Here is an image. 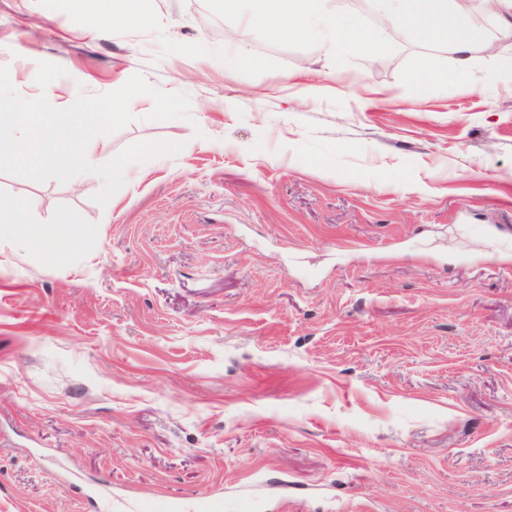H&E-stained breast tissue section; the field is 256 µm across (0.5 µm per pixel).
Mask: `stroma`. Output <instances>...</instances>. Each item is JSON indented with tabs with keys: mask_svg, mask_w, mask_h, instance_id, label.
<instances>
[{
	"mask_svg": "<svg viewBox=\"0 0 512 512\" xmlns=\"http://www.w3.org/2000/svg\"><path fill=\"white\" fill-rule=\"evenodd\" d=\"M0 0V65L74 88L134 74L190 119L142 141L106 204L94 173L0 174L75 252L0 237V512H512V30L454 55L272 40L224 0ZM254 55L233 72L224 52ZM427 57L447 84L416 79Z\"/></svg>",
	"mask_w": 512,
	"mask_h": 512,
	"instance_id": "1",
	"label": "stroma"
}]
</instances>
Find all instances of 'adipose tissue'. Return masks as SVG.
I'll return each instance as SVG.
<instances>
[{"mask_svg":"<svg viewBox=\"0 0 512 512\" xmlns=\"http://www.w3.org/2000/svg\"><path fill=\"white\" fill-rule=\"evenodd\" d=\"M253 24L273 40L295 33L319 35L328 52L345 45L369 43L380 52L387 43L414 36L427 44L448 47L458 71H466L475 53L490 45L474 26L466 0H372L375 10L389 21L387 31L371 35L354 13L332 11L328 0H253ZM28 204L21 198L0 201V236L25 249H48L61 255L79 249L84 232L57 224H36L27 218Z\"/></svg>","mask_w":512,"mask_h":512,"instance_id":"adipose-tissue-1","label":"adipose tissue"}]
</instances>
